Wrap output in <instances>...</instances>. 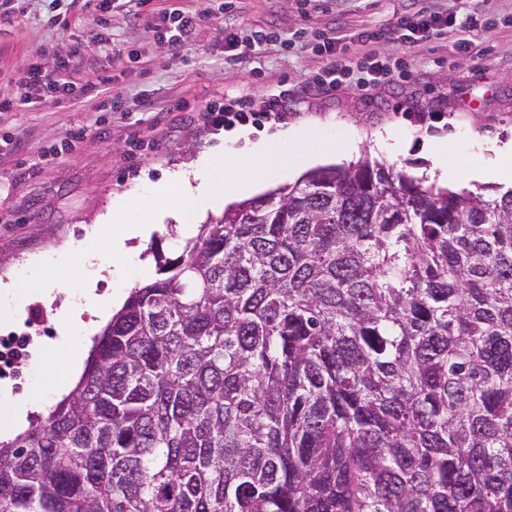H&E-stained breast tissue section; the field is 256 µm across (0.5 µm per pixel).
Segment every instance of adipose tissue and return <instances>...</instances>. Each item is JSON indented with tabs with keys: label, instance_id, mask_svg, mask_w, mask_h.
<instances>
[{
	"label": "adipose tissue",
	"instance_id": "ef3b65f1",
	"mask_svg": "<svg viewBox=\"0 0 512 512\" xmlns=\"http://www.w3.org/2000/svg\"><path fill=\"white\" fill-rule=\"evenodd\" d=\"M484 149L496 158V165L482 170L467 169L459 176L476 182L512 181V139L485 141ZM333 153L331 143H313L310 130L296 128L277 138L255 144L251 156L269 172L276 173L301 170L316 159ZM426 154L430 164L422 168L419 175L427 183L444 186L459 177L448 169V148L444 141L429 142ZM170 183L178 189V203L171 217L181 224L195 218L207 204L249 192L253 188L249 177L227 178L225 165L212 161L189 171L175 172ZM152 229L149 209L140 207L137 216L113 229L111 237L103 242L98 252L82 255L79 261L82 265L95 268L97 273L110 272L111 257L129 254V241L148 237ZM122 301L123 296L118 291L106 296L97 294L96 283L91 280L82 291L81 302L62 310L66 328L60 336L58 347L67 357L71 376H79L85 346L90 344L94 334L110 318L113 308Z\"/></svg>",
	"mask_w": 512,
	"mask_h": 512
}]
</instances>
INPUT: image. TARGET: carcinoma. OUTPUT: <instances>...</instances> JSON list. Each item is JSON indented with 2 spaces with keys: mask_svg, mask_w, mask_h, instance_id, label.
I'll return each mask as SVG.
<instances>
[{
  "mask_svg": "<svg viewBox=\"0 0 512 512\" xmlns=\"http://www.w3.org/2000/svg\"><path fill=\"white\" fill-rule=\"evenodd\" d=\"M155 261L0 512H512V189L364 158Z\"/></svg>",
  "mask_w": 512,
  "mask_h": 512,
  "instance_id": "carcinoma-1",
  "label": "carcinoma"
}]
</instances>
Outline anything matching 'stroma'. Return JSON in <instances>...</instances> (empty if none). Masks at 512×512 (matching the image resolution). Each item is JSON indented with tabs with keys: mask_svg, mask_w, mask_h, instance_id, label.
<instances>
[{
	"mask_svg": "<svg viewBox=\"0 0 512 512\" xmlns=\"http://www.w3.org/2000/svg\"><path fill=\"white\" fill-rule=\"evenodd\" d=\"M155 5L142 12L135 0H114L108 16L87 9L65 30L49 23L51 0H12L0 14V96L17 94L19 69L34 66L49 78L64 56L77 76L110 60V92L122 103L108 112L91 93L77 103L42 98L0 111V279L27 281L36 270L51 272L60 251L99 248L113 224L147 204L156 214L150 239L140 254L112 262L111 286L127 293L154 279L145 259L176 257L190 238L169 216L175 195L152 197L174 171L217 155L243 164L256 195L296 183L297 175H272L245 160L243 141L198 121V112L227 95L247 94L258 106L287 82L294 94L287 123L250 128L249 138L309 128L335 143L332 166L366 156L413 177L424 164L423 146L447 139L455 148L450 166L477 168L482 141L512 138V0H224L223 14L201 22L175 54L154 36L162 11L198 2ZM429 13L438 19L434 29L405 39L401 22ZM103 30L108 41L87 43V34ZM329 30L346 49L347 72L326 92L314 80L332 64L323 46ZM370 30L381 39L364 41ZM371 62L384 73L360 86ZM80 128L85 136L73 142ZM378 131L408 143V152L377 146ZM93 275V268L72 266L54 306L32 301L21 315L0 312V336L25 342L12 366L15 394H39L49 374L67 384L65 355L40 352L33 342L57 338L64 324L56 307L77 302Z\"/></svg>",
	"mask_w": 512,
	"mask_h": 512,
	"instance_id": "obj_1",
	"label": "stroma"
}]
</instances>
